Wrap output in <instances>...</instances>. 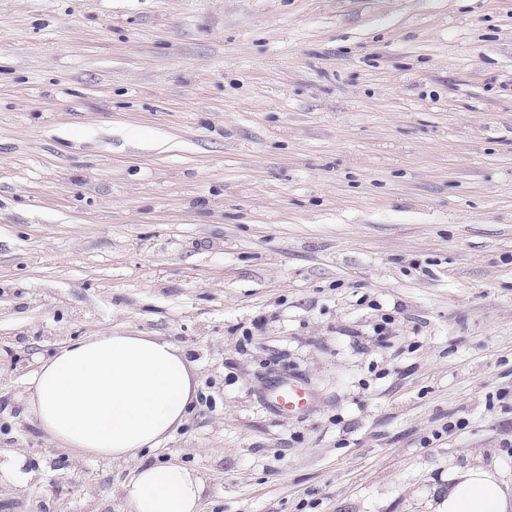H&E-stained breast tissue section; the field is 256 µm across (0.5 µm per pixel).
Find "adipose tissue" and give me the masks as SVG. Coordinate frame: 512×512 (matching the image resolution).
Instances as JSON below:
<instances>
[{
    "label": "adipose tissue",
    "mask_w": 512,
    "mask_h": 512,
    "mask_svg": "<svg viewBox=\"0 0 512 512\" xmlns=\"http://www.w3.org/2000/svg\"><path fill=\"white\" fill-rule=\"evenodd\" d=\"M195 398L185 352L158 336L101 333L68 343L28 382L25 403L46 440L93 457L127 460L156 447ZM443 512H512V489L484 468L449 476ZM206 480L170 462L138 468L131 512H201Z\"/></svg>",
    "instance_id": "obj_1"
}]
</instances>
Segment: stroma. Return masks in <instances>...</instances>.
Listing matches in <instances>:
<instances>
[{
    "instance_id": "35a3bbf8",
    "label": "stroma",
    "mask_w": 512,
    "mask_h": 512,
    "mask_svg": "<svg viewBox=\"0 0 512 512\" xmlns=\"http://www.w3.org/2000/svg\"><path fill=\"white\" fill-rule=\"evenodd\" d=\"M102 331L194 365L131 461L24 403ZM283 375L311 413L268 406ZM0 453V512H128L168 461L202 512L512 486V0H0Z\"/></svg>"
}]
</instances>
